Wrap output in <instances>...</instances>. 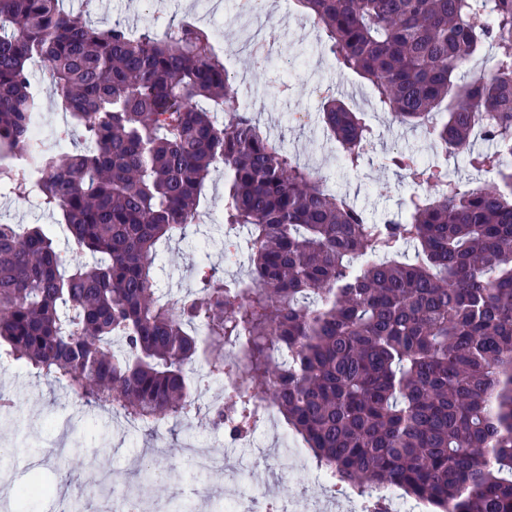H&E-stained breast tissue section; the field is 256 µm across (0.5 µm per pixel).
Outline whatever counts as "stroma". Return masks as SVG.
Listing matches in <instances>:
<instances>
[{"instance_id": "35a3bbf8", "label": "stroma", "mask_w": 512, "mask_h": 512, "mask_svg": "<svg viewBox=\"0 0 512 512\" xmlns=\"http://www.w3.org/2000/svg\"><path fill=\"white\" fill-rule=\"evenodd\" d=\"M269 10L270 19L261 29L269 48L266 59L256 60L245 51L234 57L239 94L267 131L301 164L324 176L329 187L346 195L373 218L400 213L410 187L400 174L381 163L385 154L396 150L434 163L447 159L448 169L458 181H480L481 175L470 167L467 154L443 157L431 135L419 128L389 123L376 112L362 80L354 74L336 72L323 51L317 28L298 14L292 0H269ZM234 13L233 0H222L216 11L201 8L198 0H99V10L92 20L103 28L118 22L136 31L149 25L165 29L189 16L209 30L222 31L225 44L234 45L239 41V31L230 23ZM30 74L41 93L40 124L47 135H54L68 117L57 104L53 79L47 71L34 65ZM323 86L351 108L366 112L373 127V138L358 170L344 166L337 143L320 121L323 98L319 89ZM202 264L223 267L221 237L203 240L191 234L169 243L164 249L162 273L168 291L185 293L194 283L195 268ZM0 389L10 392L16 401L13 423L0 427V444L46 448L55 441L61 419L70 420L76 427L68 439L70 451L64 457L47 464L36 457L11 463V479L17 484L39 476L52 488L63 487L74 494L79 483L71 479L70 469H77L80 477L103 470L133 482L143 462L150 461L159 473V485L152 495L161 502L192 501L194 488L205 482L210 484L215 502L223 500L225 484L234 481L265 488L280 502L295 500L313 488L312 475L302 458L280 439L286 425L279 418L267 426L268 455L254 458L249 470L239 475L235 472L236 449H224V474L206 478L192 471L182 454V443L190 434L202 441L209 438L208 415H199L188 425L167 424L158 435L129 433L107 410L78 406L62 389L33 376L22 365L0 366Z\"/></svg>"}]
</instances>
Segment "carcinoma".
<instances>
[{
    "label": "carcinoma",
    "instance_id": "1",
    "mask_svg": "<svg viewBox=\"0 0 512 512\" xmlns=\"http://www.w3.org/2000/svg\"><path fill=\"white\" fill-rule=\"evenodd\" d=\"M336 70L366 80L401 126H431L449 154L479 127L512 140V0H293ZM493 68L457 75L486 45ZM51 70L85 147L35 141L30 65ZM233 116L222 121L219 113ZM321 122L356 169L366 113L325 97ZM0 195L36 197L69 235L0 222V364L61 385L75 402L155 431L195 416L189 367L231 388L234 431L278 410L339 484L383 486L431 512H512V167L463 188L411 154L382 165L432 189L405 218L368 221L300 165L239 101L212 34L100 28L62 0H0ZM224 169V249L246 278L202 266L195 290L163 297L162 242L198 224ZM411 246V262L398 260ZM20 487L24 508L46 495Z\"/></svg>",
    "mask_w": 512,
    "mask_h": 512
}]
</instances>
